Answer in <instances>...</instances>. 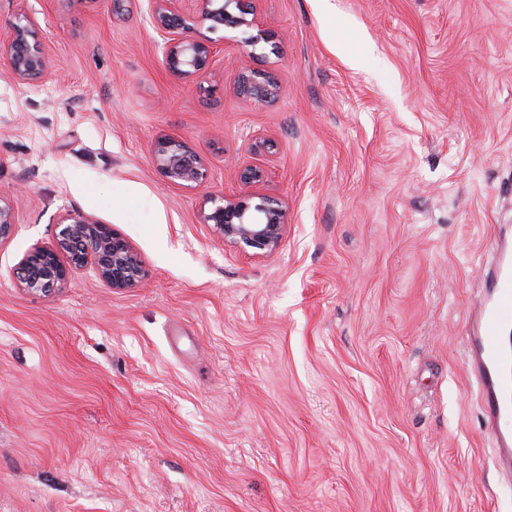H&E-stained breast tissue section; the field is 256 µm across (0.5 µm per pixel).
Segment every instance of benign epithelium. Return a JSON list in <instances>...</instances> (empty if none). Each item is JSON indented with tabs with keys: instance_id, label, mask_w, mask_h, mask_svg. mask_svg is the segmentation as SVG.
Segmentation results:
<instances>
[{
	"instance_id": "obj_1",
	"label": "benign epithelium",
	"mask_w": 512,
	"mask_h": 512,
	"mask_svg": "<svg viewBox=\"0 0 512 512\" xmlns=\"http://www.w3.org/2000/svg\"><path fill=\"white\" fill-rule=\"evenodd\" d=\"M151 21L164 39L163 63L183 78L203 77L218 47L192 40L186 33L198 21L210 28H252L255 13L249 0H150ZM8 60L21 81H39L50 75L49 62L37 39L33 23L17 24L0 36V59ZM239 83L253 99L265 100L279 95L274 84L259 73H243ZM152 161L174 185L199 187L205 176V160L186 143L169 135L155 140ZM259 202L248 198L211 196L210 206L201 208L199 223L210 226L224 243L254 257L278 251L288 234L285 204L261 194ZM54 247L37 249L25 255L16 267L17 286L28 293H46L64 287L72 270L89 262L98 276L114 290L132 288L144 276V269L132 244L110 225L94 215L68 212ZM14 224L9 204L0 200V243L7 239Z\"/></svg>"
}]
</instances>
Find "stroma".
Listing matches in <instances>:
<instances>
[{"instance_id": "obj_1", "label": "stroma", "mask_w": 512, "mask_h": 512, "mask_svg": "<svg viewBox=\"0 0 512 512\" xmlns=\"http://www.w3.org/2000/svg\"><path fill=\"white\" fill-rule=\"evenodd\" d=\"M330 2L253 0L254 49L196 23L219 51L192 81L149 0H0L50 66L0 61V512H512L463 359L512 217V0ZM161 135L200 187L153 165ZM255 191L287 208L264 258L198 221ZM74 210L131 242L136 287L17 288ZM239 83L244 91L253 99L265 100L279 95V90L274 84L259 73H242ZM151 155L154 165L172 184L189 189L202 184L205 160L186 143L161 135L155 140Z\"/></svg>"}]
</instances>
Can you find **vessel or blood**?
Listing matches in <instances>:
<instances>
[{
  "label": "vessel or blood",
  "mask_w": 512,
  "mask_h": 512,
  "mask_svg": "<svg viewBox=\"0 0 512 512\" xmlns=\"http://www.w3.org/2000/svg\"><path fill=\"white\" fill-rule=\"evenodd\" d=\"M484 293L469 313L467 365L480 392L486 427L496 439L498 464L512 474V239H502L483 272Z\"/></svg>",
  "instance_id": "obj_1"
}]
</instances>
